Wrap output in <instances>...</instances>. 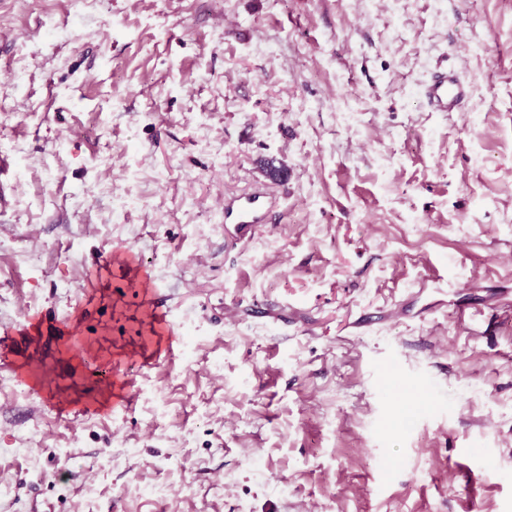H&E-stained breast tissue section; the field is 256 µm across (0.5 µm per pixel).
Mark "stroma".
Here are the masks:
<instances>
[{"instance_id": "1", "label": "stroma", "mask_w": 512, "mask_h": 512, "mask_svg": "<svg viewBox=\"0 0 512 512\" xmlns=\"http://www.w3.org/2000/svg\"><path fill=\"white\" fill-rule=\"evenodd\" d=\"M173 506L512 512V0H0V512ZM470 96V85L455 73H442L428 86L426 98L435 112H452ZM265 203L258 195H247L239 198L236 203L226 210V218L232 217L235 224L246 227L261 224Z\"/></svg>"}]
</instances>
